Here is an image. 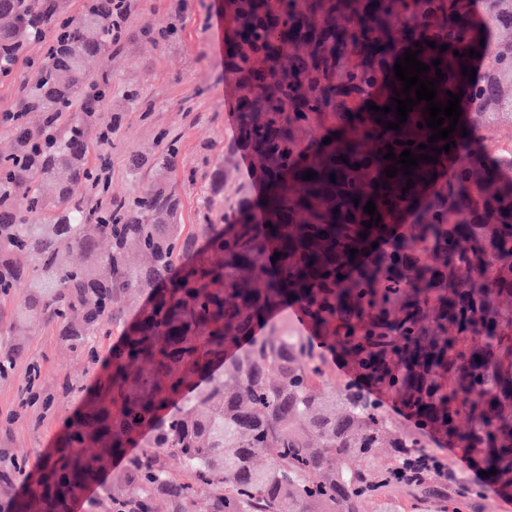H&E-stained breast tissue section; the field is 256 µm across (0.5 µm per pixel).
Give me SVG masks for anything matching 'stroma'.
<instances>
[{
	"mask_svg": "<svg viewBox=\"0 0 512 512\" xmlns=\"http://www.w3.org/2000/svg\"><path fill=\"white\" fill-rule=\"evenodd\" d=\"M176 22L172 41L153 44L141 35L144 26H166ZM229 19L224 0H133L126 28L112 49L108 66L112 72V107L123 115L122 146L113 151L108 167L113 195L140 193L155 179L152 169L131 173L130 159L137 153L154 151L155 136L163 128L183 133L179 169L169 172L168 183L183 203L181 223L192 224L209 195L207 168H224L232 190L257 198L260 189L249 178L244 157H230L224 146L236 129L235 113L224 108V32ZM141 90L138 103L127 102L122 91L127 84ZM149 119H142V112ZM40 368L41 387L53 390L70 381L90 388L98 368L68 352L44 323L33 326L24 350L10 377L0 379V448L7 449L17 467L34 472L54 450L64 425L79 406L77 398H57L50 411L21 407L19 393L28 382L30 364ZM436 453L448 467V483L438 496L417 500L413 489L388 488L382 503L364 502L360 512H441L454 492L453 481L479 479L467 458L458 450L436 446Z\"/></svg>",
	"mask_w": 512,
	"mask_h": 512,
	"instance_id": "stroma-1",
	"label": "stroma"
}]
</instances>
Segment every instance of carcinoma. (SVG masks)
I'll return each instance as SVG.
<instances>
[{
    "instance_id": "1",
    "label": "carcinoma",
    "mask_w": 512,
    "mask_h": 512,
    "mask_svg": "<svg viewBox=\"0 0 512 512\" xmlns=\"http://www.w3.org/2000/svg\"><path fill=\"white\" fill-rule=\"evenodd\" d=\"M113 2L84 0L72 16L53 0H0V78L53 31L21 110L0 120L12 133L0 155V300L14 304L0 377L36 322L102 363L87 391L59 384L82 406L37 477L24 475L31 489L16 512H70L128 448L145 452L103 487L102 512H154L159 500L169 512H359L405 483L415 456L430 463L419 488L437 484L431 437L489 473L461 483L443 512L512 495V176L502 172L512 143L492 135L512 118V0H483L495 28L485 39L470 0H224V95L262 194L224 205L217 168L196 224L179 223L172 186L114 197L108 157L89 162L91 139L117 147L122 118L108 71H89L122 37ZM404 40L419 44L428 79L441 60L436 101L463 93L468 121L451 140L467 155L451 168L447 153L417 148L435 131L386 129L395 112L356 110L395 106ZM471 48L484 63L473 83L461 73ZM181 141L159 131L157 151L132 169H173ZM389 144L437 162L389 178ZM369 199L381 220L367 229ZM288 305L315 343L254 335ZM115 330L100 357L95 342ZM332 358L353 378L329 411L318 386ZM389 403L416 431H396ZM378 448L392 449L385 467L372 462Z\"/></svg>"
}]
</instances>
